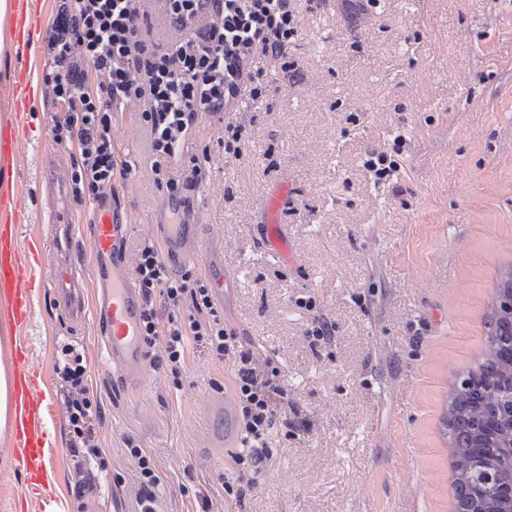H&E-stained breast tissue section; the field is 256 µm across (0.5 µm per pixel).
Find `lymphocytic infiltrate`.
<instances>
[{"mask_svg":"<svg viewBox=\"0 0 512 512\" xmlns=\"http://www.w3.org/2000/svg\"><path fill=\"white\" fill-rule=\"evenodd\" d=\"M141 2L58 0L46 44L53 65L45 79L66 107L53 134L78 150L72 193L81 202L110 197L116 176L133 170L119 160L112 143V117L121 105H139L150 134L154 181L168 198L180 199L205 175L200 156L183 151L199 119L223 120L243 94L255 100L266 96L262 73L252 67L256 56L279 60L288 70L298 67L288 55L297 34L289 0H157L178 33L167 43L143 38L137 24ZM175 164L187 167L189 177L173 178ZM135 275L143 294L141 336L154 351V366L179 377L192 343L219 360L235 353L232 388L244 447L232 461L240 472L259 473L270 457L266 435L278 410L288 405L280 369L244 348L215 309L207 283L190 269L172 272L152 241L141 244ZM187 303L192 312L184 318L179 310ZM163 306L168 316H160ZM55 373L75 455L84 465L101 459L95 427L100 407L83 355L63 347ZM127 454L140 483L138 512H157L161 476L154 457L134 444Z\"/></svg>","mask_w":512,"mask_h":512,"instance_id":"f902f5d3","label":"lymphocytic infiltrate"}]
</instances>
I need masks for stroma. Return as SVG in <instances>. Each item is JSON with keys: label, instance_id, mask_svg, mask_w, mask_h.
<instances>
[{"label": "stroma", "instance_id": "1", "mask_svg": "<svg viewBox=\"0 0 512 512\" xmlns=\"http://www.w3.org/2000/svg\"><path fill=\"white\" fill-rule=\"evenodd\" d=\"M37 21L26 53L0 59V126L18 123V154L0 165V193L13 196L15 237L32 263L24 282L33 312L18 327L0 303V361L27 363L35 395L49 406L44 443L50 478L31 483L0 433V512H136L128 444L154 455L160 512H455L451 450L443 421L453 386L484 349L485 321L501 268L512 265V0H379L353 14L344 0H290L298 76L259 57L266 98H244L226 120L245 127L239 157L224 155L210 117L188 150L206 152L207 177L189 192L198 212L207 284L232 273L215 297L244 347L271 359L288 391L286 423L268 436L261 473L239 479L213 406L231 386L234 356L189 348L179 378L146 367L135 382L112 372L92 313L68 322L42 284L61 259L45 218L40 159L74 167L52 126L62 108L45 75L56 0H32ZM33 103L16 121L7 93L19 70ZM137 105L112 123L119 159L132 173L115 182L112 206L130 224L136 255L154 238L167 199L153 182L149 138ZM402 138L401 168L377 183L364 163ZM292 250L283 262L262 245L268 201ZM79 231L74 254L89 271L92 202L69 201ZM313 299V309L300 300ZM335 326L330 343L307 336L315 319ZM82 349L101 406L106 469L90 465L75 488L77 459L54 371L61 347ZM294 436H286V426ZM241 483V499L224 493Z\"/></svg>", "mask_w": 512, "mask_h": 512}]
</instances>
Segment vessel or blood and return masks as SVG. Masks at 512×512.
Returning <instances> with one entry per match:
<instances>
[{
  "mask_svg": "<svg viewBox=\"0 0 512 512\" xmlns=\"http://www.w3.org/2000/svg\"><path fill=\"white\" fill-rule=\"evenodd\" d=\"M67 168L45 161L43 182L48 191L55 193L58 204L50 214L54 226L56 246L70 244L77 226L63 200L69 182ZM95 223V252L99 259L94 268L97 288L95 316L105 339L109 364L121 376L137 378L146 368L145 348L140 339V310L142 294L130 276V259L126 252L129 226L109 204L99 205ZM194 211L183 208L182 221L172 224L161 221L156 229L167 257L189 260L196 256L198 241L192 222ZM262 242L282 260H290L291 251L278 220L262 228ZM24 269L16 241L10 235L0 236V299L8 303L17 323L30 317V297L21 288ZM46 286L57 303L72 320L84 315L83 284L72 262L58 266ZM17 459L26 471L44 475L49 458L44 448L47 411L34 397L32 383L26 374H18L16 389Z\"/></svg>",
  "mask_w": 512,
  "mask_h": 512,
  "instance_id": "obj_1",
  "label": "vessel or blood"
}]
</instances>
